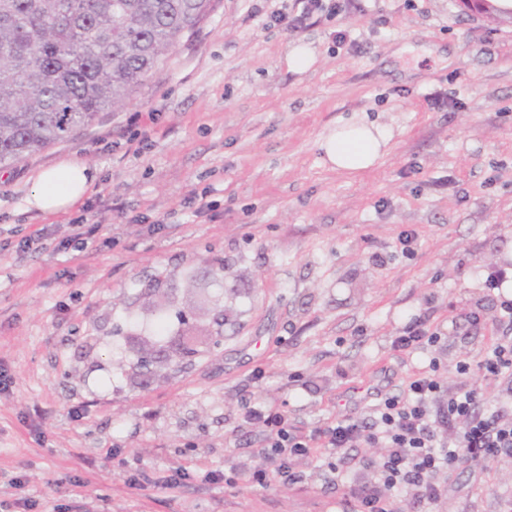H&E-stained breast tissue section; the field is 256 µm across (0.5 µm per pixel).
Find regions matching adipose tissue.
Wrapping results in <instances>:
<instances>
[{
  "label": "adipose tissue",
  "instance_id": "obj_1",
  "mask_svg": "<svg viewBox=\"0 0 512 512\" xmlns=\"http://www.w3.org/2000/svg\"><path fill=\"white\" fill-rule=\"evenodd\" d=\"M389 140V132L376 122L340 120L323 137L320 147L332 169L359 172L375 164ZM96 180V171L85 163L64 161L38 172L25 203L46 215L59 214L82 201Z\"/></svg>",
  "mask_w": 512,
  "mask_h": 512
}]
</instances>
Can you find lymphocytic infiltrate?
I'll use <instances>...</instances> for the list:
<instances>
[{"instance_id": "1", "label": "lymphocytic infiltrate", "mask_w": 512, "mask_h": 512, "mask_svg": "<svg viewBox=\"0 0 512 512\" xmlns=\"http://www.w3.org/2000/svg\"><path fill=\"white\" fill-rule=\"evenodd\" d=\"M497 320L506 334L496 337L483 356L458 360V388L443 383L434 359L398 392L377 393L366 416L339 413L307 433L255 401L245 419L262 424L264 434L253 481L263 487L286 481L288 460L325 451L336 457L332 480L348 488L344 503H356L355 512H393L392 492L434 504L448 492L440 479L443 471L512 454V402L504 401V393L486 394L481 385L491 378L512 394V299L500 302ZM350 448L376 449V456L358 461L373 474L374 485L351 483L343 473L340 464Z\"/></svg>"}]
</instances>
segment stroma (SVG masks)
<instances>
[{
	"label": "stroma",
	"instance_id": "35a3bbf8",
	"mask_svg": "<svg viewBox=\"0 0 512 512\" xmlns=\"http://www.w3.org/2000/svg\"><path fill=\"white\" fill-rule=\"evenodd\" d=\"M271 8L213 0L125 107L0 169V512H341L322 456L248 483L263 429L246 405L309 431L434 357L457 386V360L490 346L502 293L485 271L512 264V11L358 0L290 32ZM354 117L387 127L388 149L332 170L319 143ZM66 160L98 171L83 202L28 209L35 175ZM82 218L97 230L77 245ZM43 230L53 248L24 249ZM219 266L220 347L148 379L117 366L156 308L170 330L213 334ZM417 317L443 333L436 354L392 349ZM177 467L188 479L156 485ZM216 468L226 482L207 480ZM446 481L435 505L394 493L393 512H504L512 456Z\"/></svg>",
	"mask_w": 512,
	"mask_h": 512
}]
</instances>
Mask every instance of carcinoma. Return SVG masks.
Instances as JSON below:
<instances>
[{
    "label": "carcinoma",
    "instance_id": "obj_1",
    "mask_svg": "<svg viewBox=\"0 0 512 512\" xmlns=\"http://www.w3.org/2000/svg\"><path fill=\"white\" fill-rule=\"evenodd\" d=\"M211 0H0V165L115 111Z\"/></svg>",
    "mask_w": 512,
    "mask_h": 512
}]
</instances>
